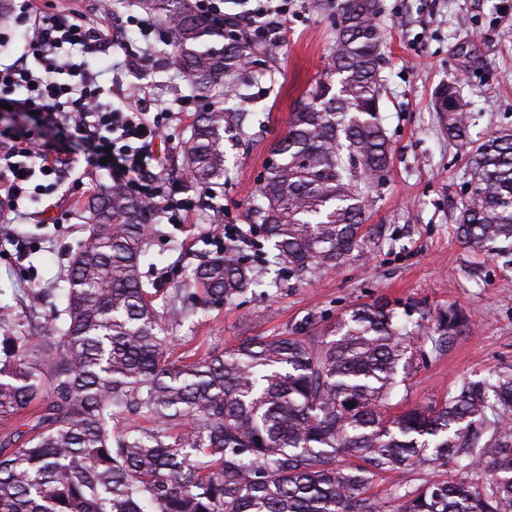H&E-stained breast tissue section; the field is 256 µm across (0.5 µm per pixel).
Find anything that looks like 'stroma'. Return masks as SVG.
Listing matches in <instances>:
<instances>
[{
  "label": "stroma",
  "mask_w": 512,
  "mask_h": 512,
  "mask_svg": "<svg viewBox=\"0 0 512 512\" xmlns=\"http://www.w3.org/2000/svg\"><path fill=\"white\" fill-rule=\"evenodd\" d=\"M340 2L294 0L278 32L240 69L250 117L244 135L224 136L226 171L217 191L192 182L183 161V146L205 102L195 100L192 111L164 130L163 174L195 207L179 225L160 217L150 221V253L158 263L142 265L140 272L158 299H165L189 281L201 261L229 245L224 233L229 224L245 232L242 245L264 270L262 285L174 327L167 343L173 362L199 349L221 351L246 337L284 333L311 314L325 326L380 298L417 302L433 313L459 308L467 328L438 354L414 358L389 402L388 413L395 416L443 401L463 379L492 382L512 369V266L493 256L475 258L454 234L466 155L449 143L433 107L436 88L460 74L472 136L512 129V0H378L387 27L379 117L392 147L389 172L365 212L362 249L336 268L298 280L286 264L271 261L269 244L251 233L245 211L272 144L287 134L297 102L331 62ZM52 6L77 9L89 25L113 36L98 64L104 87L145 86L168 103L191 94L162 22L154 21L148 36L127 25L129 15H143L140 0H112L107 19L98 0H53ZM111 183L106 171L87 166L78 154L71 174L47 193L26 199L24 220L9 222L0 211L1 303L24 319L48 314L87 233L88 202Z\"/></svg>",
  "instance_id": "obj_1"
}]
</instances>
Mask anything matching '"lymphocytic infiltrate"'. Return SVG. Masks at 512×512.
Wrapping results in <instances>:
<instances>
[{"instance_id":"1","label":"lymphocytic infiltrate","mask_w":512,"mask_h":512,"mask_svg":"<svg viewBox=\"0 0 512 512\" xmlns=\"http://www.w3.org/2000/svg\"><path fill=\"white\" fill-rule=\"evenodd\" d=\"M15 10L27 50L0 64V107L38 113L41 122L0 128V172L7 176L10 213L22 217L34 174L60 180L77 146L87 165L104 167L133 195L160 205L168 223L181 221L192 201L176 198L155 173L158 143L174 110L143 87L135 107L102 104L104 89L94 69L107 45L102 30L87 26L80 14L44 10L40 0H17Z\"/></svg>"}]
</instances>
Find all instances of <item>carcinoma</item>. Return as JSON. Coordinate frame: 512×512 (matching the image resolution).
<instances>
[{
    "instance_id": "cac0c4a2",
    "label": "carcinoma",
    "mask_w": 512,
    "mask_h": 512,
    "mask_svg": "<svg viewBox=\"0 0 512 512\" xmlns=\"http://www.w3.org/2000/svg\"><path fill=\"white\" fill-rule=\"evenodd\" d=\"M146 2L164 16L189 85L224 99L251 49L247 35L224 43V23L199 17L190 0ZM384 39L378 0H343L332 65L297 105L248 203V223L296 279L340 265L365 242L361 202L391 155L378 119ZM434 108L468 156L456 237L489 256L512 240V130L471 140L456 78L436 89ZM241 118L198 114L185 144L196 182L224 179V133ZM151 212L119 182L91 201L89 234L44 333L0 305V420L39 406L27 439H0V512H512V448L481 443L488 431L512 432V372L491 385L463 381L444 401L397 416L382 411L399 369L416 352L428 356L415 339L439 352L467 325L460 311L408 325L379 300L320 336L308 316L289 334L246 337L174 365L164 350L169 328L224 308L259 279L226 247L193 270V307L176 306L184 288L155 303L140 273L151 262ZM125 413L134 419L113 428ZM342 452L360 463L337 466ZM450 463L493 479L368 494L382 472Z\"/></svg>"
}]
</instances>
